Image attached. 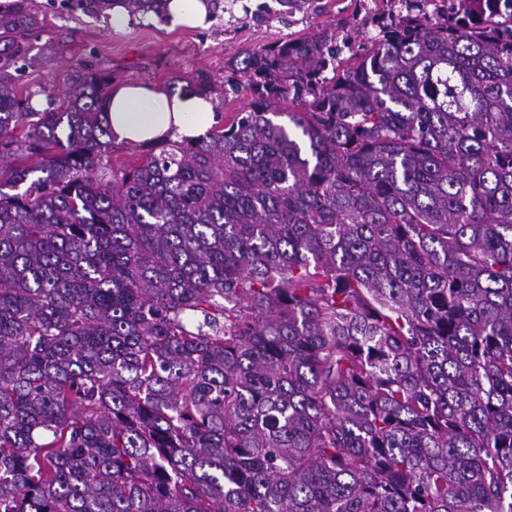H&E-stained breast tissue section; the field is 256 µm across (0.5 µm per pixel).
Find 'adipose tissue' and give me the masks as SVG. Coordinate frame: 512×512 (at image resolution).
<instances>
[{
  "mask_svg": "<svg viewBox=\"0 0 512 512\" xmlns=\"http://www.w3.org/2000/svg\"><path fill=\"white\" fill-rule=\"evenodd\" d=\"M215 121L211 103L197 95H172L138 82L117 84L110 91L108 122L116 143L195 142L205 137Z\"/></svg>",
  "mask_w": 512,
  "mask_h": 512,
  "instance_id": "ef3b65f1",
  "label": "adipose tissue"
}]
</instances>
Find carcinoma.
Instances as JSON below:
<instances>
[{"label": "carcinoma", "instance_id": "cac0c4a2", "mask_svg": "<svg viewBox=\"0 0 512 512\" xmlns=\"http://www.w3.org/2000/svg\"><path fill=\"white\" fill-rule=\"evenodd\" d=\"M460 2L184 78L216 124L118 169L112 73L33 111L0 9V512H512V7Z\"/></svg>", "mask_w": 512, "mask_h": 512}]
</instances>
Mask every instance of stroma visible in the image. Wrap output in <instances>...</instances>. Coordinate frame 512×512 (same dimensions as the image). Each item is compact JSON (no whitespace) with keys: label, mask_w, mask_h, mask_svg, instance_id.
Masks as SVG:
<instances>
[{"label":"stroma","mask_w":512,"mask_h":512,"mask_svg":"<svg viewBox=\"0 0 512 512\" xmlns=\"http://www.w3.org/2000/svg\"><path fill=\"white\" fill-rule=\"evenodd\" d=\"M40 24L26 46L28 67L18 75L35 101L69 88L76 67L112 72L117 81L169 87L200 70L223 81L229 61L288 37L300 38L326 25L375 29L356 14L353 0H304L301 8L279 0H221L223 10L203 30L173 28L164 21L135 22L122 35L108 22L63 8L59 0H32Z\"/></svg>","instance_id":"obj_1"}]
</instances>
